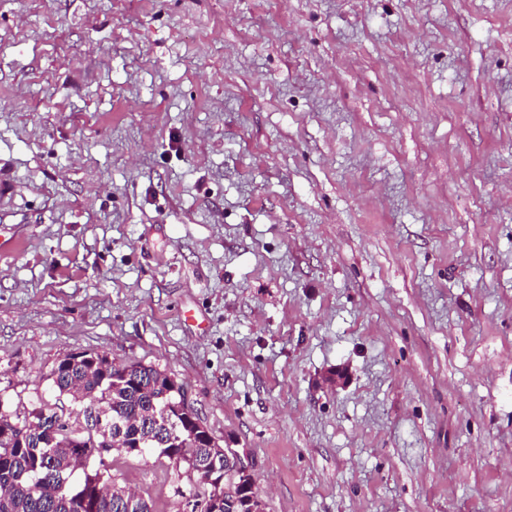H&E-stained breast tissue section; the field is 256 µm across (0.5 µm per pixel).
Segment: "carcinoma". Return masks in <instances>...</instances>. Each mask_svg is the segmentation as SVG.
Instances as JSON below:
<instances>
[{
    "label": "carcinoma",
    "instance_id": "1",
    "mask_svg": "<svg viewBox=\"0 0 512 512\" xmlns=\"http://www.w3.org/2000/svg\"><path fill=\"white\" fill-rule=\"evenodd\" d=\"M122 367L120 374L108 368L93 370L83 363L53 379L58 395L81 406L84 414L96 399L108 396L97 405L104 429L95 437L79 427L53 428L48 407L35 409L22 419L0 397V428L36 422L23 442L14 443L10 458L0 456V512H85L83 500L95 495L99 496L96 512H155L153 503L130 490L120 497L111 492L115 483L104 461H99L94 473L87 472L98 448L127 453L150 449L191 471L212 463V449L206 442L196 447L190 442L180 394L157 385L164 372L141 363H124ZM175 433L187 442L185 450L172 442ZM79 470L81 479L75 476ZM222 478L221 473L209 488L210 496L224 503L220 512H251L249 501L224 494Z\"/></svg>",
    "mask_w": 512,
    "mask_h": 512
}]
</instances>
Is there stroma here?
<instances>
[{
    "label": "stroma",
    "instance_id": "35a3bbf8",
    "mask_svg": "<svg viewBox=\"0 0 512 512\" xmlns=\"http://www.w3.org/2000/svg\"><path fill=\"white\" fill-rule=\"evenodd\" d=\"M67 351L183 385L265 512H512V0H0L11 411Z\"/></svg>",
    "mask_w": 512,
    "mask_h": 512
}]
</instances>
